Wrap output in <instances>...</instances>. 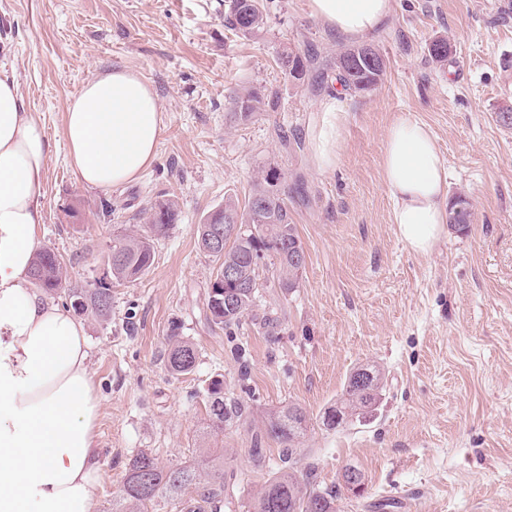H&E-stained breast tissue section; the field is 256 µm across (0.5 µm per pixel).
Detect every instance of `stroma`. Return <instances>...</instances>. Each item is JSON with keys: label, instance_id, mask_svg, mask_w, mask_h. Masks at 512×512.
<instances>
[{"label": "stroma", "instance_id": "stroma-1", "mask_svg": "<svg viewBox=\"0 0 512 512\" xmlns=\"http://www.w3.org/2000/svg\"><path fill=\"white\" fill-rule=\"evenodd\" d=\"M263 4L265 25L244 35L226 26V0H0V65L15 71L49 142L37 241L63 256L71 282L109 277L113 233L145 224L157 201L178 205L150 269L113 289L109 319L83 317L101 400L98 512H112L144 448L172 467L197 464L200 446L223 449L227 469L245 474V501L276 472L275 442L257 466L249 431L203 438L215 379L257 418L285 402L306 408L300 466H315L325 486L349 466L364 475L339 512H512V126L497 118L512 108V0H395L363 38L386 72L374 90L343 92L348 122L330 173L316 169L309 137L332 85L293 79L279 60L314 48L326 73L352 42L308 0ZM440 37L452 46L443 62L428 51ZM115 69L151 85L163 129L136 181L95 189L68 164L65 113L87 81ZM234 89L278 96L279 106L231 120ZM402 115L429 126L449 194L471 203L469 226L447 230L425 256L396 235L381 178L386 132ZM271 168L304 184L288 211L305 266L297 288L263 298L282 319L278 335L245 327L231 338L205 319L213 263L197 226L226 197L247 199ZM174 331L197 350L183 376L167 369ZM366 363L386 378L374 418L326 429L322 413Z\"/></svg>", "mask_w": 512, "mask_h": 512}]
</instances>
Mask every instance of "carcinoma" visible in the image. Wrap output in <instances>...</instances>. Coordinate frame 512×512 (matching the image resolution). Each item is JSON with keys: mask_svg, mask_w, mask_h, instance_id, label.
I'll use <instances>...</instances> for the list:
<instances>
[{"mask_svg": "<svg viewBox=\"0 0 512 512\" xmlns=\"http://www.w3.org/2000/svg\"><path fill=\"white\" fill-rule=\"evenodd\" d=\"M365 48L357 45L336 55V83L345 90L364 92L374 89L385 70L371 73L366 84L359 85L352 72L354 53ZM292 68L288 74L294 79L305 75L312 57L302 58L286 54ZM234 112L232 118L246 122L257 112L277 109L274 96H263L255 91L236 92L230 96ZM288 178L284 173L269 169L252 184L247 202L243 205L229 196L224 205L208 215L210 225L224 229V248L211 251L207 247V225L197 229L199 249L216 264L214 276L224 274V267L238 269L242 288L238 289L237 303L224 307V294L209 290L207 309L209 320L233 334L250 325L265 336H276L281 322L277 313L259 311L257 298L261 292L276 289L287 293L298 287L299 275L305 262L293 261L288 246L301 243L297 225L288 214ZM149 223L140 229L112 238L111 252H119L123 260L110 264L112 284L121 286L137 280L149 270L154 260V237L166 233L176 223V203L166 200L152 207ZM471 222L470 202L463 194L455 195L448 208V225L462 230ZM33 285L50 296L63 297L71 305L79 306L104 320L110 316L112 292L108 288L70 286L67 266L59 253L44 246L35 256L30 272ZM167 366L173 375H187L196 365V348L190 341L173 332L168 340ZM361 369L370 372L368 385L355 380ZM385 388V375L375 364H363L353 370L344 384L336 403L323 412L321 419L326 428L333 430L354 423L369 421L380 404ZM208 428L222 431L226 428L248 427L253 430L252 448L248 455L256 465L264 462L266 449L263 442L273 440L281 445V467L247 503V512H336V501L343 487L342 480L349 474L364 479L360 470L349 466L337 483L320 486L316 470L296 467V450L302 444L311 421L307 411L296 403L280 405L266 413L261 425L253 426L252 413L237 397L224 393L223 381L214 380L207 389ZM199 452L211 458V465L199 469L195 466L169 468L162 465L148 449L133 455L126 466L123 489L112 500V512H149L159 493L168 494L177 502L179 512H235L238 507V476L224 471V455L209 448Z\"/></svg>", "mask_w": 512, "mask_h": 512, "instance_id": "carcinoma-1", "label": "carcinoma"}]
</instances>
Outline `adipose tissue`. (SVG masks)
<instances>
[{"mask_svg":"<svg viewBox=\"0 0 512 512\" xmlns=\"http://www.w3.org/2000/svg\"><path fill=\"white\" fill-rule=\"evenodd\" d=\"M337 35L357 39L379 28L393 0H309ZM347 114L326 95L310 137L318 171L341 162ZM162 132L157 98L136 72L116 69L87 82L69 103L65 140L87 186L137 179L154 161ZM49 144L23 109L14 73L0 68V512H97L100 401L85 325L33 288L30 266L42 222L40 189ZM381 176L391 222L415 254H429L448 222L447 170L424 124L403 117L386 133Z\"/></svg>","mask_w":512,"mask_h":512,"instance_id":"1","label":"adipose tissue"}]
</instances>
